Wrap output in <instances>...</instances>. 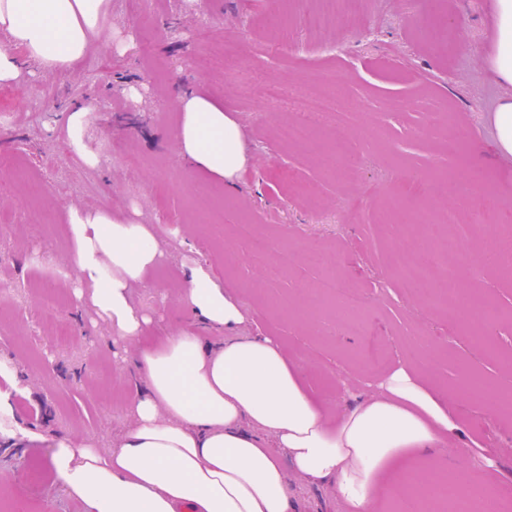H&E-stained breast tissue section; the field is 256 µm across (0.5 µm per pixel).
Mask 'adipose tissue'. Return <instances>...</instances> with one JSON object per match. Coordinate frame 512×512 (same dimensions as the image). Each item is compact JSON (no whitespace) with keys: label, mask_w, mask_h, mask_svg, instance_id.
<instances>
[{"label":"adipose tissue","mask_w":512,"mask_h":512,"mask_svg":"<svg viewBox=\"0 0 512 512\" xmlns=\"http://www.w3.org/2000/svg\"><path fill=\"white\" fill-rule=\"evenodd\" d=\"M496 20L491 65L512 86V0H492ZM0 83L16 85L29 66L73 69L111 47L110 0H0ZM181 153L233 183L246 163L242 133L222 104L199 93L179 96ZM93 110L76 104L67 116L68 147L88 167L101 163L84 133ZM76 297L116 337L143 336L151 324L131 290L163 252L150 225L95 210L71 215ZM181 295L200 324L221 333L202 345L184 329L144 345V386L131 399L132 427L111 451L93 440L59 442L50 466L85 512H290L279 456L311 482L329 483L350 512H386L393 486L419 482L459 427L455 398L399 367L375 392L329 414L302 381L300 360L274 338L240 335L247 320L239 300L203 267H189ZM272 434V455L258 432Z\"/></svg>","instance_id":"adipose-tissue-1"}]
</instances>
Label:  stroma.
I'll use <instances>...</instances> for the list:
<instances>
[{
  "instance_id": "stroma-1",
  "label": "stroma",
  "mask_w": 512,
  "mask_h": 512,
  "mask_svg": "<svg viewBox=\"0 0 512 512\" xmlns=\"http://www.w3.org/2000/svg\"><path fill=\"white\" fill-rule=\"evenodd\" d=\"M491 0H365L353 28L308 29L302 22L310 0H111L117 37L133 36L121 54L87 57L67 72L34 71L17 86L0 85V161L20 158L23 168H0V367L10 374L0 391V501L24 512H84L49 471L57 443L83 437L110 449L129 429L128 405L142 378L133 360L143 341H160L199 322L181 300L187 266L208 270L233 291L250 314L241 335L275 336L288 356L305 366L312 394L328 409L360 395L382 377L367 352L391 355V367L417 371L447 387L466 374L484 387L512 389V278L491 272L472 279L480 241L457 255L465 272L459 283L496 297L502 309L487 332L495 351L478 348L468 325L451 321L397 282L392 248L410 247V230L381 224L403 182L419 186L438 207L494 201L491 225L512 222V155L499 154L494 113L512 87L491 67L494 17ZM288 21L290 42L266 24L271 11ZM223 47L224 59L210 50ZM279 94H265L268 85ZM223 100L242 132L248 163L235 186L201 172L180 154L176 96L186 90ZM323 105L311 116L317 138L286 148L278 127L300 119L306 99ZM94 106L85 132L100 152L88 168L68 150L67 110ZM468 131L465 162L444 159L435 144L449 125ZM339 140L352 150L326 164ZM305 186L306 197L295 195ZM209 196L223 221L197 215L193 202ZM105 210L151 225L165 251L161 265L133 288L135 305L154 322L144 339H119L81 307L72 288L73 243L68 212ZM50 217L44 228L31 215ZM179 225L171 237L170 225ZM240 224L271 234L267 256L249 251ZM316 248L325 263L309 265ZM292 261L273 263L282 251ZM45 252L62 271L61 303L43 309L34 291L45 269L33 256ZM336 278L337 304H352L358 331L335 319L332 339L314 334L300 312L304 291L327 275ZM59 321L72 331L69 348H57L48 331ZM443 347L437 369L418 363L414 338ZM461 427L452 447L440 449L447 467L479 458L477 482L499 489L497 512H512V408L489 418L481 403L460 401ZM44 467L39 484L31 466ZM291 512H349L330 484L304 480L284 463Z\"/></svg>"
}]
</instances>
